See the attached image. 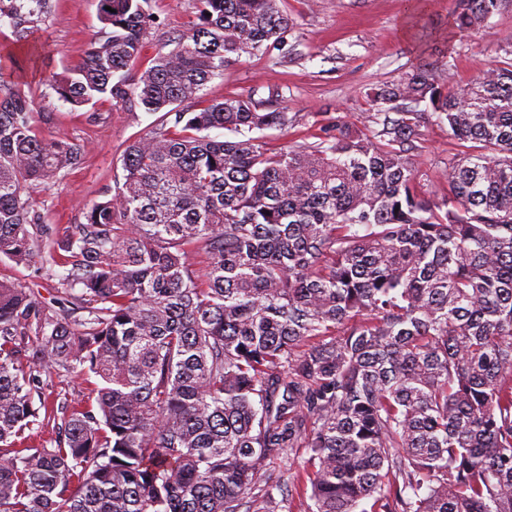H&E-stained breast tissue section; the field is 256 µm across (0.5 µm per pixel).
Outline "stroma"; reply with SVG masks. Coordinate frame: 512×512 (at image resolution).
<instances>
[{
    "instance_id": "obj_1",
    "label": "stroma",
    "mask_w": 512,
    "mask_h": 512,
    "mask_svg": "<svg viewBox=\"0 0 512 512\" xmlns=\"http://www.w3.org/2000/svg\"><path fill=\"white\" fill-rule=\"evenodd\" d=\"M293 23L288 48L235 58L207 85V98L251 97L259 107H287L290 124L268 129L264 141L271 151L289 145L314 144L324 126L342 119L359 128L372 111V88L398 80L416 64L432 68L446 91H455L494 67L512 46V0L475 29L453 25L455 0H280ZM155 23L145 35L142 56L129 76L153 65L173 49L198 14L197 0H152ZM96 0H53L39 35L49 47L38 59L19 53L16 80L28 83L35 98L36 124L48 138L72 140L84 148L82 165L60 180L38 187L33 195L43 204L50 224L64 229L84 221L86 209L112 186L126 146L148 133L159 117L140 109L101 102L78 110L58 101L50 84L55 73L81 61L100 35ZM414 159L425 195H447L444 170L448 157L465 151L445 124L426 119ZM0 278L38 291L46 302L57 296L59 281L48 269L0 261ZM48 409L29 439L31 446L51 445L57 432L59 404L82 396L80 377L44 375Z\"/></svg>"
}]
</instances>
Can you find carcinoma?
<instances>
[{"label":"carcinoma","instance_id":"1","mask_svg":"<svg viewBox=\"0 0 512 512\" xmlns=\"http://www.w3.org/2000/svg\"><path fill=\"white\" fill-rule=\"evenodd\" d=\"M149 2L97 0L100 40L53 81L74 110L163 113L60 238L31 192L83 147L42 136L0 67V258L64 271L51 306L0 281V512H278L263 463L292 448L309 449L311 512H512V49L451 95L417 67L370 94L389 111L369 132L338 119L270 152L255 132L284 110L172 106L231 56L285 44L279 0H199L130 81ZM502 2L456 0V27ZM50 4L0 0V28L27 50ZM423 103L471 143L439 200L410 155ZM53 370L88 396L33 448Z\"/></svg>","mask_w":512,"mask_h":512}]
</instances>
